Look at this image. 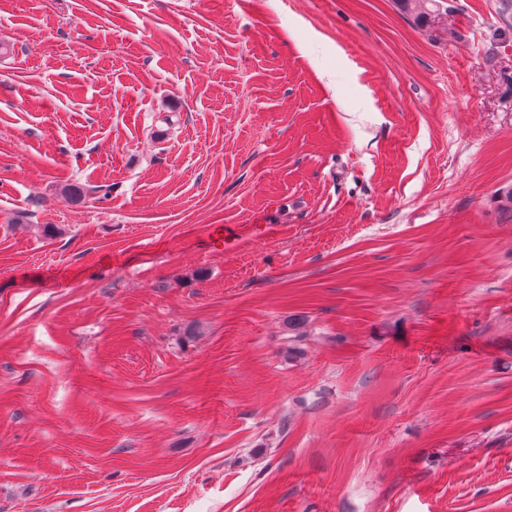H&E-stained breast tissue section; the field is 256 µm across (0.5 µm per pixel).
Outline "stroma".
<instances>
[{
	"mask_svg": "<svg viewBox=\"0 0 512 512\" xmlns=\"http://www.w3.org/2000/svg\"><path fill=\"white\" fill-rule=\"evenodd\" d=\"M507 184L512 0H0V512H512Z\"/></svg>",
	"mask_w": 512,
	"mask_h": 512,
	"instance_id": "1",
	"label": "stroma"
}]
</instances>
